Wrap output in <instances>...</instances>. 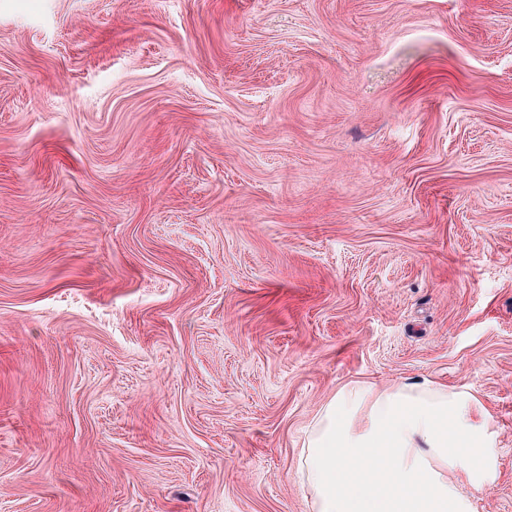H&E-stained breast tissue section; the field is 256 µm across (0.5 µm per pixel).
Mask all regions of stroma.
<instances>
[{"label": "stroma", "instance_id": "obj_1", "mask_svg": "<svg viewBox=\"0 0 512 512\" xmlns=\"http://www.w3.org/2000/svg\"><path fill=\"white\" fill-rule=\"evenodd\" d=\"M423 379L512 512V0H0V512H312Z\"/></svg>", "mask_w": 512, "mask_h": 512}]
</instances>
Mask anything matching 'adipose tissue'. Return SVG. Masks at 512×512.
Returning <instances> with one entry per match:
<instances>
[{
    "instance_id": "ef3b65f1",
    "label": "adipose tissue",
    "mask_w": 512,
    "mask_h": 512,
    "mask_svg": "<svg viewBox=\"0 0 512 512\" xmlns=\"http://www.w3.org/2000/svg\"><path fill=\"white\" fill-rule=\"evenodd\" d=\"M492 426L463 388L350 382L311 424L300 480L314 512H476L493 476Z\"/></svg>"
}]
</instances>
